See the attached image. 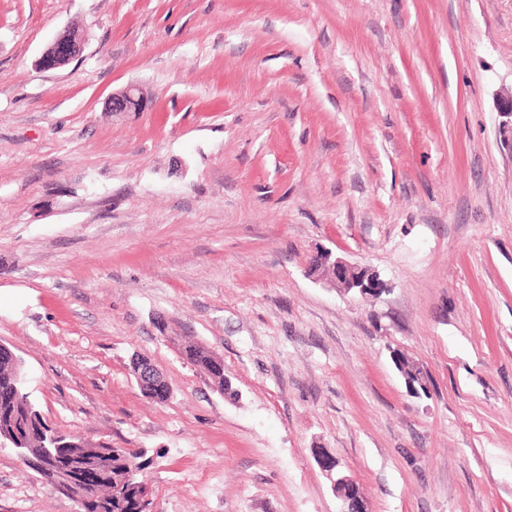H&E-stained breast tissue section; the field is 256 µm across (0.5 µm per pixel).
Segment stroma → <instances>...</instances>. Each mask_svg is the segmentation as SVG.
I'll list each match as a JSON object with an SVG mask.
<instances>
[{"instance_id": "1", "label": "stroma", "mask_w": 512, "mask_h": 512, "mask_svg": "<svg viewBox=\"0 0 512 512\" xmlns=\"http://www.w3.org/2000/svg\"><path fill=\"white\" fill-rule=\"evenodd\" d=\"M131 83L147 109L111 111ZM511 99L512 0H0V343L32 402L144 453L150 512H337L316 448L368 512H512ZM320 249L387 292L311 276ZM0 512L77 509L2 448ZM80 52L75 41L64 35L57 37L42 53L38 62L44 69H55L69 63ZM132 362H134L135 378L141 387L144 386L146 393L149 395L158 393L164 397L170 395L171 388L168 381L149 359L136 356Z\"/></svg>"}]
</instances>
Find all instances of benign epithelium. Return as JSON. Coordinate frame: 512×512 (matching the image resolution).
Instances as JSON below:
<instances>
[{
	"instance_id": "1",
	"label": "benign epithelium",
	"mask_w": 512,
	"mask_h": 512,
	"mask_svg": "<svg viewBox=\"0 0 512 512\" xmlns=\"http://www.w3.org/2000/svg\"><path fill=\"white\" fill-rule=\"evenodd\" d=\"M80 52L75 41L62 35L57 37L42 53L39 65L45 69H55L70 62ZM147 103L145 90L136 84H131L121 91L112 94L110 107L114 112H139ZM315 267L323 268L331 273L330 281L345 292L354 289L362 294H379L384 291V284L378 278L363 268H358L346 260L333 255L328 250L320 251L316 257ZM135 378L144 391L150 395H170L168 381L153 363L144 357H135ZM32 431V423H10L0 426V448L13 449L21 461L30 469L36 471L57 492L76 502L88 498V487L79 477L78 470L71 466H63L55 461V456L43 448L37 454L27 448L28 436ZM313 456L330 481L333 495L341 501L340 512H367L361 498L356 481L347 475L336 456L326 448L313 449ZM126 491L134 492L142 502L148 499L147 483L143 470L131 466L125 476Z\"/></svg>"
}]
</instances>
